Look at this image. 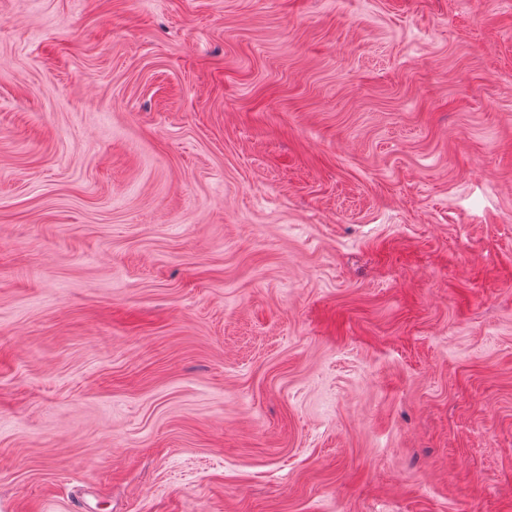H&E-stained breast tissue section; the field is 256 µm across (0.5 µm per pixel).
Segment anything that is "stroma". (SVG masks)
Returning a JSON list of instances; mask_svg holds the SVG:
<instances>
[{"mask_svg": "<svg viewBox=\"0 0 512 512\" xmlns=\"http://www.w3.org/2000/svg\"><path fill=\"white\" fill-rule=\"evenodd\" d=\"M512 512V0H0V512Z\"/></svg>", "mask_w": 512, "mask_h": 512, "instance_id": "obj_1", "label": "stroma"}]
</instances>
